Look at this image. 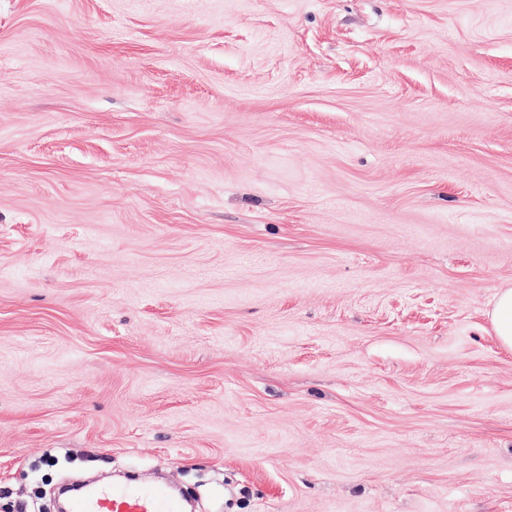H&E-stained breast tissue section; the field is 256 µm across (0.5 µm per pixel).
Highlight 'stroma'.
I'll return each instance as SVG.
<instances>
[{
  "mask_svg": "<svg viewBox=\"0 0 512 512\" xmlns=\"http://www.w3.org/2000/svg\"><path fill=\"white\" fill-rule=\"evenodd\" d=\"M512 0H0V512H512ZM490 320L502 344L512 348V287L501 288L495 297ZM183 501L169 485L121 482L97 487L91 494L80 496L70 512H184Z\"/></svg>",
  "mask_w": 512,
  "mask_h": 512,
  "instance_id": "stroma-1",
  "label": "stroma"
}]
</instances>
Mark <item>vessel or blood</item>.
Instances as JSON below:
<instances>
[{
  "instance_id": "b4317fda",
  "label": "vessel or blood",
  "mask_w": 512,
  "mask_h": 512,
  "mask_svg": "<svg viewBox=\"0 0 512 512\" xmlns=\"http://www.w3.org/2000/svg\"><path fill=\"white\" fill-rule=\"evenodd\" d=\"M71 512H185V506L169 485L121 482L79 497L73 502Z\"/></svg>"
}]
</instances>
